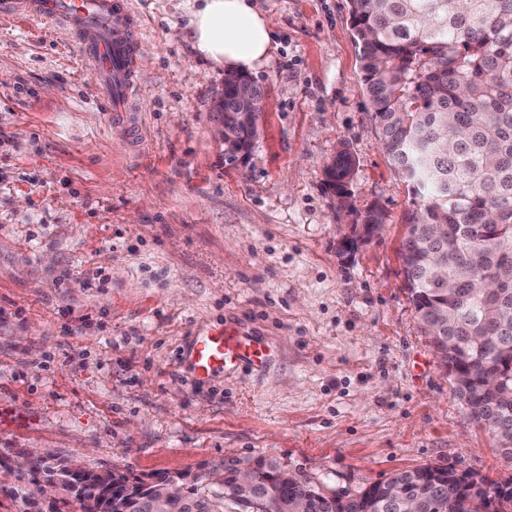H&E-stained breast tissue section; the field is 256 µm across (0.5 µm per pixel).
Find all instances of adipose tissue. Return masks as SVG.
Returning a JSON list of instances; mask_svg holds the SVG:
<instances>
[{
  "instance_id": "ef3b65f1",
  "label": "adipose tissue",
  "mask_w": 512,
  "mask_h": 512,
  "mask_svg": "<svg viewBox=\"0 0 512 512\" xmlns=\"http://www.w3.org/2000/svg\"><path fill=\"white\" fill-rule=\"evenodd\" d=\"M188 28L196 51L228 71L253 72L273 50V31L252 0H200Z\"/></svg>"
}]
</instances>
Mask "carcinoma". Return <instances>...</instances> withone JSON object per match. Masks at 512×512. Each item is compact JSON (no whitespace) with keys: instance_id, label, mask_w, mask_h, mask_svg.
Here are the masks:
<instances>
[{"instance_id":"1","label":"carcinoma","mask_w":512,"mask_h":512,"mask_svg":"<svg viewBox=\"0 0 512 512\" xmlns=\"http://www.w3.org/2000/svg\"><path fill=\"white\" fill-rule=\"evenodd\" d=\"M350 21L366 96L381 145L409 195L400 249L409 299L470 417L499 441L512 462V287L477 284L512 278V0H350ZM245 75L224 78V111L258 110L261 85L246 99ZM224 159L232 161L242 132L226 122ZM354 159L346 148L326 167L327 183L344 203ZM443 233L435 234V229ZM499 372L497 387L489 375ZM55 458L36 455L28 474H45ZM254 497L263 512H285L306 498L312 512H396L385 484L355 497L327 496L309 481L261 461ZM106 495L107 512H152L147 500L123 495L120 471L82 474ZM197 478L169 512H221ZM415 512H512L511 490L476 471L464 483L448 465L397 472Z\"/></svg>"}]
</instances>
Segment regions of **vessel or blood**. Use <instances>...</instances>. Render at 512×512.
Wrapping results in <instances>:
<instances>
[{
  "label": "vessel or blood",
  "mask_w": 512,
  "mask_h": 512,
  "mask_svg": "<svg viewBox=\"0 0 512 512\" xmlns=\"http://www.w3.org/2000/svg\"><path fill=\"white\" fill-rule=\"evenodd\" d=\"M0 14L22 15L35 24L62 22L79 55L99 75L102 111L113 122H130L127 105L136 86L139 37L127 0H0ZM269 358L265 340L224 327L200 330L182 352L198 380L228 366L262 367Z\"/></svg>",
  "instance_id": "obj_1"
}]
</instances>
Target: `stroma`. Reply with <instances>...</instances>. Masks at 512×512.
Returning <instances> with one entry per match:
<instances>
[{
  "label": "stroma",
  "instance_id": "obj_1",
  "mask_svg": "<svg viewBox=\"0 0 512 512\" xmlns=\"http://www.w3.org/2000/svg\"><path fill=\"white\" fill-rule=\"evenodd\" d=\"M141 142L94 105L62 24L0 16V451L193 479L271 458L356 495L427 464L512 479L456 398L403 285L411 207L380 144L350 0H256L274 35L260 137L230 164L224 69L184 36L191 0H131ZM380 233L342 252L324 170ZM264 337L262 369L195 383L198 327ZM354 173V159L347 148H341L336 158L326 167L327 183L333 189L336 198L344 203L350 197L349 185Z\"/></svg>",
  "mask_w": 512,
  "mask_h": 512
}]
</instances>
